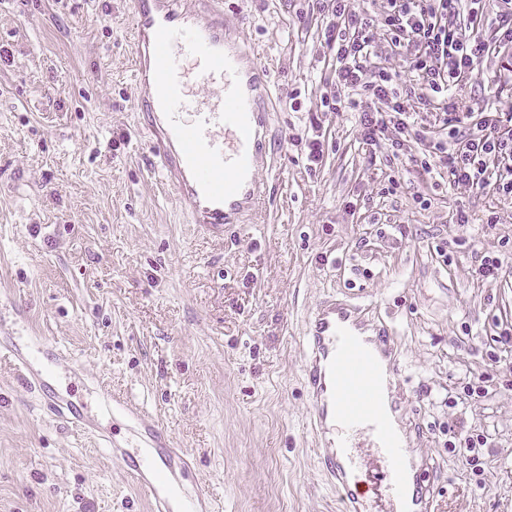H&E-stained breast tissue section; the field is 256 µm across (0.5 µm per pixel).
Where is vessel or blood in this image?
Segmentation results:
<instances>
[{
    "mask_svg": "<svg viewBox=\"0 0 512 512\" xmlns=\"http://www.w3.org/2000/svg\"><path fill=\"white\" fill-rule=\"evenodd\" d=\"M131 34L133 106L144 115L161 178L194 224L223 234L263 192L256 172L268 66L232 38L220 0H133ZM5 350L28 388L44 387L37 368L43 343L12 336ZM303 372L310 419L325 438L323 467L345 512H369L357 491L355 450L363 443L386 463L379 488L388 512H433L434 466L411 457L422 432L393 427L402 415L395 393L403 364L391 329L351 301L326 299L308 319ZM46 406L62 421L93 427L71 401L52 398ZM112 413L127 421L130 437L123 444L106 432L100 438L111 457L128 462L153 512H207L203 489L185 487L191 465L165 429L124 401H113Z\"/></svg>",
    "mask_w": 512,
    "mask_h": 512,
    "instance_id": "vessel-or-blood-1",
    "label": "vessel or blood"
}]
</instances>
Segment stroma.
Masks as SVG:
<instances>
[{
  "instance_id": "stroma-1",
  "label": "stroma",
  "mask_w": 512,
  "mask_h": 512,
  "mask_svg": "<svg viewBox=\"0 0 512 512\" xmlns=\"http://www.w3.org/2000/svg\"><path fill=\"white\" fill-rule=\"evenodd\" d=\"M270 69L265 194L217 238L196 229L153 170L132 102L129 0H0V336L47 339L50 392L119 441L129 433L98 385L159 421L193 461L215 512H342L321 468L302 383L309 315L330 296L393 328L405 367L404 421L436 468L437 512H512V196L451 187L396 167L389 142L359 137L356 108L325 111L330 72L315 0H223ZM410 112L445 137L405 56ZM510 56L477 63L461 111L512 113ZM298 97L292 110L290 97ZM317 118L324 162L292 135ZM468 221H456L458 212ZM504 274L477 280L481 256ZM482 375L470 407L445 404ZM462 420L488 444L472 472L448 448ZM0 512H153L128 467L56 420L0 352Z\"/></svg>"
}]
</instances>
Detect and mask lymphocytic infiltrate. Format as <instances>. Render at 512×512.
Here are the masks:
<instances>
[{
  "label": "lymphocytic infiltrate",
  "instance_id": "obj_1",
  "mask_svg": "<svg viewBox=\"0 0 512 512\" xmlns=\"http://www.w3.org/2000/svg\"><path fill=\"white\" fill-rule=\"evenodd\" d=\"M491 0H385L381 17L370 16L353 0H318L325 20V43L335 63L330 90L323 97L329 111L339 112L351 93L378 100L381 110L362 111L359 135L374 145L394 130V151H401L417 125L410 119L398 88L399 74L373 63L375 28H383L390 43L406 56L429 92V102L443 114L447 138L425 141L430 160L426 173H437L453 186L484 187L494 183L499 193L512 196V113H481L474 131H467L470 113L460 111L455 91L465 85L477 62L512 48V0L497 3L487 19ZM469 18L461 20L462 3Z\"/></svg>",
  "mask_w": 512,
  "mask_h": 512
}]
</instances>
